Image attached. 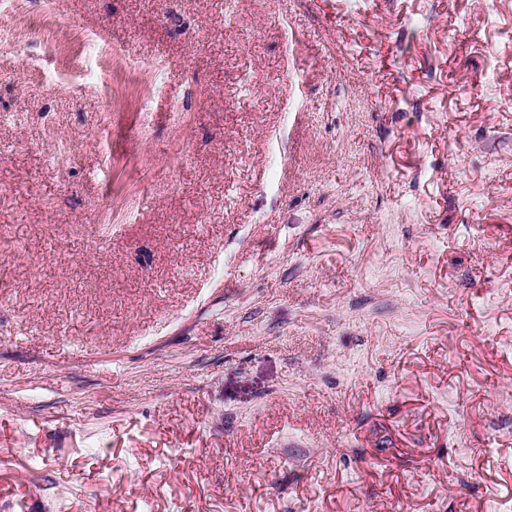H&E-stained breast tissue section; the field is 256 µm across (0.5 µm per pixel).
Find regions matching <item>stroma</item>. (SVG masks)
<instances>
[{"instance_id": "stroma-1", "label": "stroma", "mask_w": 512, "mask_h": 512, "mask_svg": "<svg viewBox=\"0 0 512 512\" xmlns=\"http://www.w3.org/2000/svg\"><path fill=\"white\" fill-rule=\"evenodd\" d=\"M0 29V512H512V0Z\"/></svg>"}]
</instances>
